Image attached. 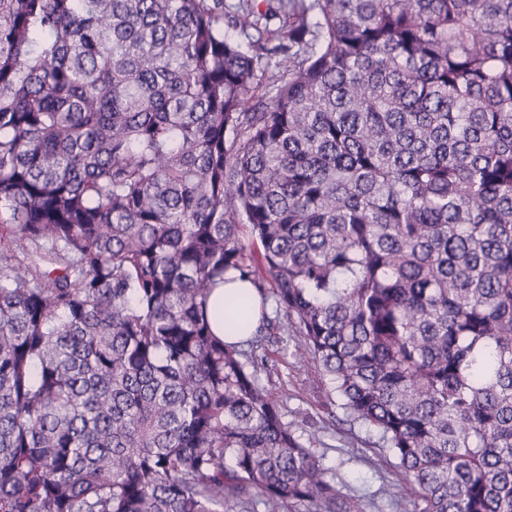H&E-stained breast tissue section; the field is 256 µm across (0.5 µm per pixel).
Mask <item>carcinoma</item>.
Segmentation results:
<instances>
[{
    "label": "carcinoma",
    "instance_id": "carcinoma-1",
    "mask_svg": "<svg viewBox=\"0 0 512 512\" xmlns=\"http://www.w3.org/2000/svg\"><path fill=\"white\" fill-rule=\"evenodd\" d=\"M286 336L412 512H512V0H0V512H366ZM295 336H288V351L282 343L268 346V369L261 371L262 384L277 400L283 420L292 425L296 435L310 448H315L325 467L332 468L342 478V491L346 495L364 498L369 507L366 512L410 511L411 503L398 508L392 484L395 480L396 460L378 445L377 431L360 424L342 425L346 413L341 401L329 404L326 396L327 379L311 361H299L291 352ZM335 412L336 422L331 419ZM311 442V443H309Z\"/></svg>",
    "mask_w": 512,
    "mask_h": 512
}]
</instances>
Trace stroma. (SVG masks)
Returning <instances> with one entry per match:
<instances>
[{
	"mask_svg": "<svg viewBox=\"0 0 512 512\" xmlns=\"http://www.w3.org/2000/svg\"><path fill=\"white\" fill-rule=\"evenodd\" d=\"M268 352L271 362L260 373L262 384L302 442L342 478L343 493L364 498L367 512H404L392 505L396 461L379 447L377 431L344 424L345 412L339 403L328 402L327 380L313 362L295 359L277 343L269 344Z\"/></svg>",
	"mask_w": 512,
	"mask_h": 512,
	"instance_id": "obj_1",
	"label": "stroma"
}]
</instances>
